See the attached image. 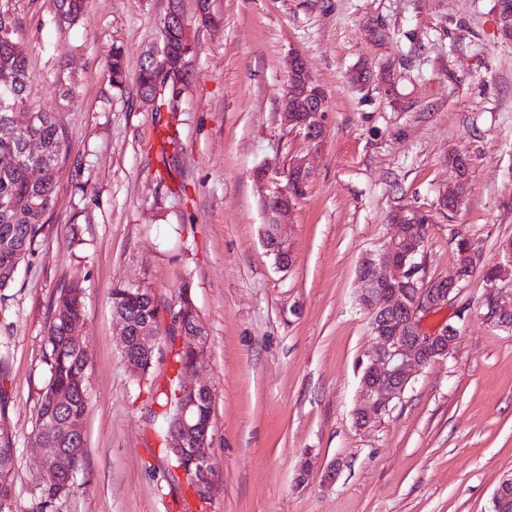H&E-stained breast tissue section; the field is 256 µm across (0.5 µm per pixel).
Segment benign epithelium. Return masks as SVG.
Segmentation results:
<instances>
[{
  "label": "benign epithelium",
  "mask_w": 512,
  "mask_h": 512,
  "mask_svg": "<svg viewBox=\"0 0 512 512\" xmlns=\"http://www.w3.org/2000/svg\"><path fill=\"white\" fill-rule=\"evenodd\" d=\"M287 77L291 79L289 93L283 98L281 122L303 137L310 150H321L326 125V102L322 101L319 85L311 76L304 57L293 53L287 61ZM455 169L453 183L441 188L438 195L439 209L451 212L459 209L466 196L468 185L464 175L463 159L451 160ZM299 174L306 180L315 176L307 157L291 161L286 178ZM266 222L261 228V242L274 256L276 267L291 269L296 256L285 232L282 218L296 206L290 187L286 186L273 195L262 196ZM419 213L401 209L391 217L393 234L376 251L369 252L359 262L357 272L360 285L358 300L370 315L371 333L377 346L363 366L360 376V402L353 410L357 428L365 429L380 422L390 412L393 402L401 399L414 377L430 363L454 354L458 331L452 324L442 323L426 327V321L448 307L466 288L470 277L466 275L474 259L471 246L460 249L453 275L428 278L423 264L417 261L425 248V235L418 230ZM505 256L485 279L490 300V317L504 328L512 326V305L499 301L497 283L512 280V248L505 247ZM177 311L169 312L168 325L177 328L179 347L194 355V362L183 375H193L208 357V334L204 323L193 329L179 328ZM167 337L145 331L138 337L140 350L156 353L162 360L165 348L161 342ZM178 395L185 399L171 443L178 455L195 467L193 478L197 488L206 492L210 488L211 472L210 434L193 423L194 402L211 396V388L204 381L181 382ZM39 473L49 483L68 478L71 466L68 457L59 448H44L39 460Z\"/></svg>",
  "instance_id": "obj_1"
}]
</instances>
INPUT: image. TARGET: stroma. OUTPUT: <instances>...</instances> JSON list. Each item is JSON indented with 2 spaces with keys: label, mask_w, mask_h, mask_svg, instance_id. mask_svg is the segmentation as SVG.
Returning <instances> with one entry per match:
<instances>
[{
  "label": "stroma",
  "mask_w": 512,
  "mask_h": 512,
  "mask_svg": "<svg viewBox=\"0 0 512 512\" xmlns=\"http://www.w3.org/2000/svg\"><path fill=\"white\" fill-rule=\"evenodd\" d=\"M168 4L89 0L70 30L51 23L49 0L16 4L34 74L27 105L55 113L68 149L35 253L0 292L13 512L34 506L44 339L52 299L72 280L84 288L91 404L82 466L57 512H492L512 477V330L487 317L482 269L512 239V17L501 0H212L204 22L195 0H182L192 52L173 110L157 111L141 102L136 75L160 45ZM116 47L128 72L120 89L107 70ZM295 52L329 110L316 174L285 219L296 263L282 271L261 243L264 188L253 172L306 152L280 118ZM63 80L73 84L66 97ZM166 125L180 139L169 172ZM456 154L469 161L470 188L449 217L438 193L455 178ZM401 207L432 216L429 275L452 274L461 234L479 269L430 320L457 327L454 355L360 430L352 410L375 338L356 271ZM120 282L168 305L190 288L206 324L207 500L168 472L152 392L169 364L139 384L122 360L111 303ZM308 454L318 467L299 488ZM335 460L340 475L324 485Z\"/></svg>",
  "instance_id": "obj_1"
}]
</instances>
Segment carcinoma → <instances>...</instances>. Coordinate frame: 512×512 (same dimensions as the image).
<instances>
[{
	"mask_svg": "<svg viewBox=\"0 0 512 512\" xmlns=\"http://www.w3.org/2000/svg\"><path fill=\"white\" fill-rule=\"evenodd\" d=\"M86 0H51L50 15L55 25L63 30L74 27L84 12ZM185 33L177 25L162 33L161 44L169 46V61L179 73H184L185 54L182 53ZM149 53L141 63L137 84L141 97L158 94L155 78L159 64ZM110 82L122 88L126 80V65L121 48L112 51L108 63ZM33 72L28 53L19 37L16 0L7 7L0 6V127H11L15 113L24 109L33 83ZM166 131L160 138L161 159L171 167L175 154L167 147L176 146L175 135ZM67 135L52 112H35L26 126L14 136L0 138V199L9 206H0V291L10 287L22 263L35 253L38 237L45 227V216L52 209L60 173L67 160ZM38 145L35 154L29 152L30 143ZM177 308L184 327L198 322L199 314L193 301L182 291ZM112 309L115 315L129 322V342L122 359L130 373L153 371L155 355L141 351L136 337L146 329L159 331L160 319L157 296L149 287L140 284H119L112 289ZM84 316L82 288L72 281L60 287L50 308L43 361L48 380L40 395L38 419L32 431L33 442L44 448H64L71 453V467L77 472L85 454L84 437L65 436L47 427L55 422L74 427L83 423L90 404L87 380L88 356L83 340L71 337V328L82 322ZM171 373L169 388L158 392L159 405L170 420L178 404L177 389L182 372L193 361V355L174 345L168 349ZM14 468V450L10 441L0 446V512H12L8 501L13 495L10 474ZM74 483L36 485V512H56L57 504L67 498Z\"/></svg>",
	"mask_w": 512,
	"mask_h": 512,
	"instance_id": "carcinoma-1",
	"label": "carcinoma"
}]
</instances>
